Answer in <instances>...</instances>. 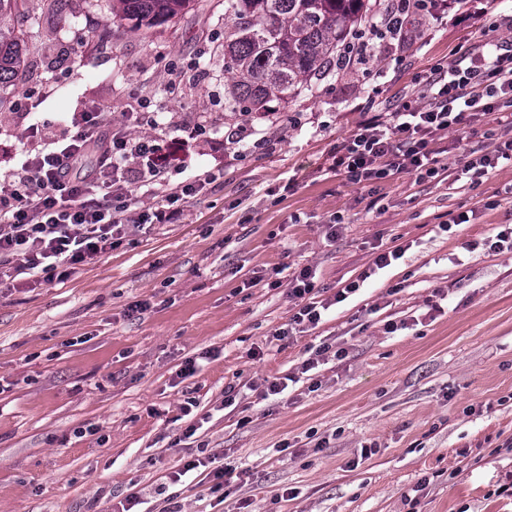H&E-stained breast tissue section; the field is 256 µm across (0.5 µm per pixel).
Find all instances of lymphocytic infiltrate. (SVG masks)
<instances>
[{
	"label": "lymphocytic infiltrate",
	"mask_w": 512,
	"mask_h": 512,
	"mask_svg": "<svg viewBox=\"0 0 512 512\" xmlns=\"http://www.w3.org/2000/svg\"><path fill=\"white\" fill-rule=\"evenodd\" d=\"M429 103H405L388 122L371 117L344 142L333 167L355 184H373L401 173L433 178L439 173L431 146L436 132L468 118L512 107V44L485 39L465 51L433 79ZM73 134L27 150L23 161L0 177V285L21 275H41L48 283L63 281L75 268L120 245L129 225L171 224L180 216L177 201L198 196L204 179L173 186L151 207L134 210L133 188L154 192L166 179L169 155L158 140L112 127L105 113H74ZM102 163L96 173L79 179L72 170L89 148ZM359 283L339 290L333 301L317 300L314 275L302 268L288 293L298 305L278 339L297 327H316L323 309L356 293Z\"/></svg>",
	"instance_id": "1"
}]
</instances>
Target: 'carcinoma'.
I'll use <instances>...</instances> for the list:
<instances>
[{
    "label": "carcinoma",
    "instance_id": "obj_1",
    "mask_svg": "<svg viewBox=\"0 0 512 512\" xmlns=\"http://www.w3.org/2000/svg\"><path fill=\"white\" fill-rule=\"evenodd\" d=\"M26 0H0V90L21 75V45L37 22ZM194 0H112V15L151 28ZM367 12L365 0H224V104L231 112H267L268 103L322 80L346 37ZM22 19L4 27V16Z\"/></svg>",
    "mask_w": 512,
    "mask_h": 512
}]
</instances>
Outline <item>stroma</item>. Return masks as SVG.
Returning a JSON list of instances; mask_svg holds the SVG:
<instances>
[{"mask_svg":"<svg viewBox=\"0 0 512 512\" xmlns=\"http://www.w3.org/2000/svg\"><path fill=\"white\" fill-rule=\"evenodd\" d=\"M25 9L40 27L0 92V174L29 125L60 137L95 106L116 125L156 117L131 131L167 145L170 184L214 180L178 221L129 227L63 283L0 287V512H121L132 493L138 512H512V253L484 244L512 225V165L476 187L462 173L512 126L493 114L438 132L433 178L358 185L332 168L369 118L427 104L457 50L512 41V0H428L398 39L361 24L365 62L249 113L224 109L222 0L151 29L113 22L111 0ZM99 24L112 43L91 55ZM307 266L332 306L277 340ZM325 343L341 357L316 356ZM285 377L283 398H260ZM190 460L207 478L172 482ZM227 466L236 479H216Z\"/></svg>","mask_w":512,"mask_h":512,"instance_id":"35a3bbf8","label":"stroma"}]
</instances>
